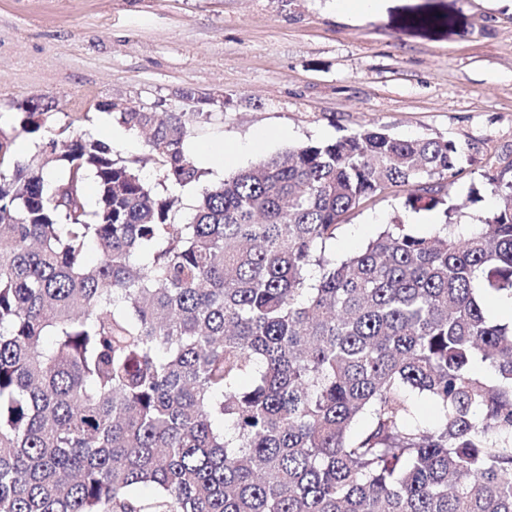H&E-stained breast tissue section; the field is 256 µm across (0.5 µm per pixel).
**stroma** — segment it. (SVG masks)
Instances as JSON below:
<instances>
[{"mask_svg": "<svg viewBox=\"0 0 512 512\" xmlns=\"http://www.w3.org/2000/svg\"><path fill=\"white\" fill-rule=\"evenodd\" d=\"M33 97L51 105L55 126L84 115V130L152 186L159 171L143 137L110 107L211 113L192 128L208 148L265 135L259 151L204 166L200 186L366 125L462 148L463 171L448 181L452 217L388 194L340 227L333 248L343 259L397 221L426 235L497 209L487 177L512 179V7L383 0L351 18L335 0H0V131L22 160L36 147L15 117Z\"/></svg>", "mask_w": 512, "mask_h": 512, "instance_id": "obj_1", "label": "stroma"}]
</instances>
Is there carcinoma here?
<instances>
[{
  "mask_svg": "<svg viewBox=\"0 0 512 512\" xmlns=\"http://www.w3.org/2000/svg\"><path fill=\"white\" fill-rule=\"evenodd\" d=\"M210 117L116 113L161 193L83 116L21 107L28 160L0 131V512H512V318L488 312L512 300V181L488 177L501 207L466 236L390 224L338 261L343 218L388 190L450 212L461 147L308 143L177 224Z\"/></svg>",
  "mask_w": 512,
  "mask_h": 512,
  "instance_id": "carcinoma-1",
  "label": "carcinoma"
}]
</instances>
